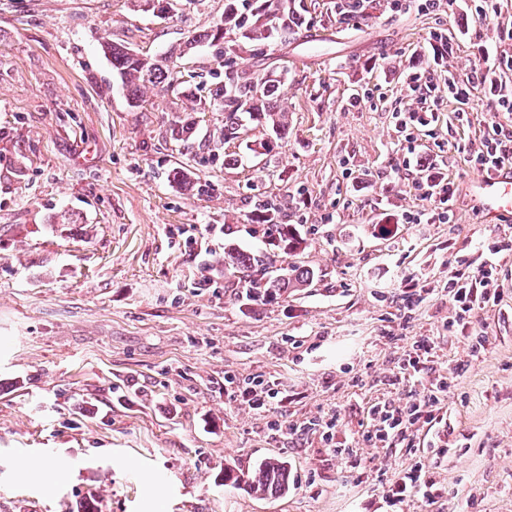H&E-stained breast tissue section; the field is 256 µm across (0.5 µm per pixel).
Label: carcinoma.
<instances>
[{
  "label": "carcinoma",
  "instance_id": "cac0c4a2",
  "mask_svg": "<svg viewBox=\"0 0 512 512\" xmlns=\"http://www.w3.org/2000/svg\"><path fill=\"white\" fill-rule=\"evenodd\" d=\"M295 0H252L244 5L240 0H225L224 32L212 28L204 30L179 47L186 54L204 43L224 42V57L236 56L245 45L265 40L273 35L286 37L304 22L294 6ZM103 51L110 56L112 68L121 78L131 106L141 101L143 89L152 87L164 94L171 87L176 72L169 65V58H140L130 53L129 47L118 43H105ZM263 81L256 82L250 75L237 71L224 72V80L218 84L213 105L224 112V135H234L246 120L261 121L269 126L275 140L262 141L259 149L270 153L288 133V118L280 106L282 80L273 73L262 74ZM171 181L184 189L197 186L194 174L185 167L171 171ZM258 223L265 226V234L277 241L284 250L298 248L295 229L290 224H280L276 219V208L262 206ZM273 266L263 253L242 250L233 245L224 246V269L240 282L253 283L252 273ZM314 272L294 266L289 273L269 277L265 288L270 292H284L290 288H304L313 282ZM224 482L244 486L249 492L259 495H279L288 491V465L285 461H265L252 469L233 474L224 471Z\"/></svg>",
  "mask_w": 512,
  "mask_h": 512
}]
</instances>
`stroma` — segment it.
<instances>
[{
  "mask_svg": "<svg viewBox=\"0 0 512 512\" xmlns=\"http://www.w3.org/2000/svg\"><path fill=\"white\" fill-rule=\"evenodd\" d=\"M337 1L303 0L295 35L239 54L284 79L288 136L266 155L255 148L268 127L225 138L210 103L220 45L174 58L193 76L187 93L149 88L138 107L102 50L171 55L220 22L224 0L164 14L145 0H0V512H387L390 482L418 459L434 462L441 495L404 512H512V222L474 213L480 173L465 160L512 114L475 89L464 106L444 98L411 136L393 120L423 105L409 70L463 81L487 56H512L499 37L512 0L494 24L478 20L480 0L429 11L345 0L344 14ZM437 32L452 43L440 66ZM183 124L194 139L172 138ZM180 165L199 189L171 183ZM426 165L455 190L448 221L416 185ZM269 202L299 250L283 253L252 222ZM491 242L504 255L498 299L460 329L448 281L475 273ZM228 244L314 280L247 299L225 283ZM410 280L421 293L406 292ZM423 337L451 387L438 430L419 428L410 456L369 440L368 409L408 400L398 367ZM257 376L287 394L284 407L226 394L225 378ZM279 419L290 428L272 434ZM269 459L288 461L287 494L225 484V469ZM29 460L58 470L24 478Z\"/></svg>",
  "mask_w": 512,
  "mask_h": 512,
  "instance_id": "35a3bbf8",
  "label": "stroma"
}]
</instances>
